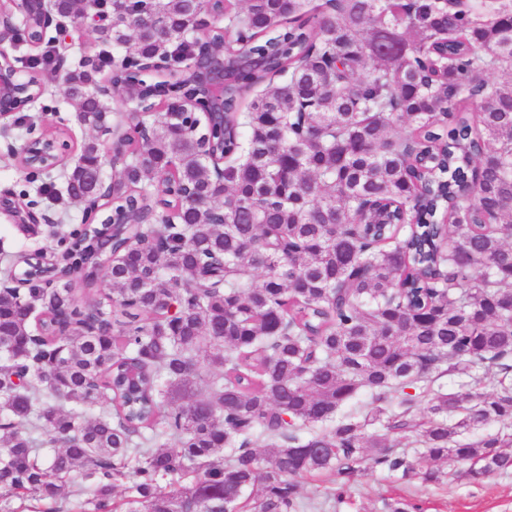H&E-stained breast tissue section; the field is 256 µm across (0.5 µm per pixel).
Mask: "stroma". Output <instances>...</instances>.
Instances as JSON below:
<instances>
[{
  "label": "stroma",
  "mask_w": 512,
  "mask_h": 512,
  "mask_svg": "<svg viewBox=\"0 0 512 512\" xmlns=\"http://www.w3.org/2000/svg\"><path fill=\"white\" fill-rule=\"evenodd\" d=\"M45 91L39 101L30 107L18 123L0 129V196L37 199V214L49 217L50 222L41 226L36 237L25 236L6 215H0V243H7L12 250L34 252L44 248L48 252L60 251L61 245L54 236V228L70 232L79 224L100 223L102 213L86 215L84 206L67 197L39 195L44 183L42 175L29 172L17 164L14 152L30 138L40 135L49 124L66 130L72 143H81L92 137L93 129L78 119L75 106L65 95L66 87L55 70L44 73ZM327 482L322 477L300 479L299 491L303 500L322 503L321 512H384L383 502L388 498L404 497L419 505L421 512H512V472L494 476L480 484L464 480L444 485L415 482L402 484L395 475L383 471H366L353 483L350 493L339 507L324 504Z\"/></svg>",
  "instance_id": "obj_1"
}]
</instances>
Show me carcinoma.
<instances>
[{
    "mask_svg": "<svg viewBox=\"0 0 512 512\" xmlns=\"http://www.w3.org/2000/svg\"><path fill=\"white\" fill-rule=\"evenodd\" d=\"M224 14L243 18L224 53L242 41L269 58L228 73L224 124L145 117L112 191L125 233L104 249L90 224L52 283L0 285V512H304L307 476L341 504L368 468L407 485L512 470V0H225ZM196 24L195 0H116L98 35L134 64L182 55ZM127 79L163 87L112 75ZM65 82L95 125L96 70ZM80 155L79 203L101 193L100 144ZM172 161L167 211L146 182Z\"/></svg>",
    "mask_w": 512,
    "mask_h": 512,
    "instance_id": "1",
    "label": "carcinoma"
}]
</instances>
